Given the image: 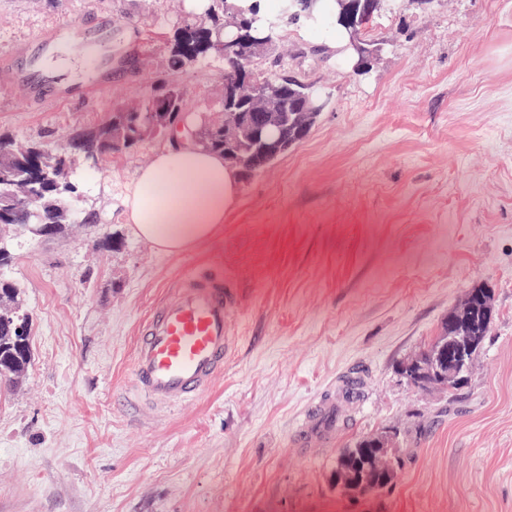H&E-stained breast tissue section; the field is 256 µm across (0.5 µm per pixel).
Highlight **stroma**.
I'll return each mask as SVG.
<instances>
[{"instance_id": "1", "label": "stroma", "mask_w": 512, "mask_h": 512, "mask_svg": "<svg viewBox=\"0 0 512 512\" xmlns=\"http://www.w3.org/2000/svg\"><path fill=\"white\" fill-rule=\"evenodd\" d=\"M112 18L131 65L71 34L38 57L61 105L0 87V135L65 144L144 97L167 67L188 0H0V58L46 27ZM364 75L289 26L261 59L327 97L310 134L249 180L212 240L166 253L124 199L166 148L148 138L81 170L77 221L38 242L0 231L31 317L32 363L0 389V512H512V0L384 11ZM223 63L177 76L190 112L214 111ZM240 289L224 372L167 409L129 390L138 326L189 270ZM494 309L455 394L401 367L469 290ZM338 410L327 443L295 445L305 412ZM395 434L391 486L336 492V458Z\"/></svg>"}]
</instances>
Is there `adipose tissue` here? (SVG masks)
Returning <instances> with one entry per match:
<instances>
[{
	"instance_id": "adipose-tissue-1",
	"label": "adipose tissue",
	"mask_w": 512,
	"mask_h": 512,
	"mask_svg": "<svg viewBox=\"0 0 512 512\" xmlns=\"http://www.w3.org/2000/svg\"><path fill=\"white\" fill-rule=\"evenodd\" d=\"M239 191L238 175L223 155L183 143L159 152L141 170L125 208L140 238L182 252L222 229Z\"/></svg>"
}]
</instances>
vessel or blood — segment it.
Wrapping results in <instances>:
<instances>
[{
    "mask_svg": "<svg viewBox=\"0 0 512 512\" xmlns=\"http://www.w3.org/2000/svg\"><path fill=\"white\" fill-rule=\"evenodd\" d=\"M5 85L22 88L36 102L65 101L48 94L38 71L7 67ZM239 290L223 272L188 271L171 295L140 324L132 367V391L160 407L189 402L209 392L233 347L229 322Z\"/></svg>",
    "mask_w": 512,
    "mask_h": 512,
    "instance_id": "1",
    "label": "vessel or blood"
}]
</instances>
